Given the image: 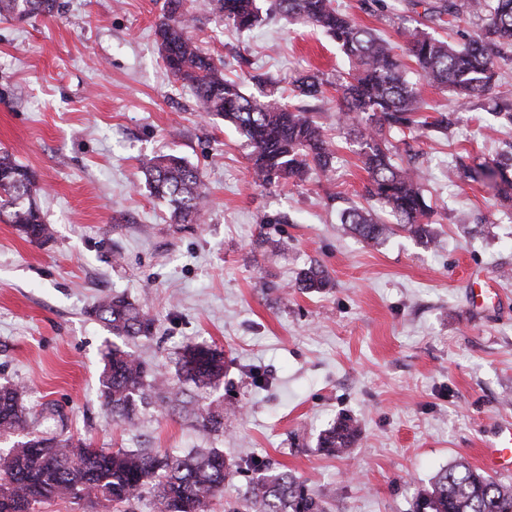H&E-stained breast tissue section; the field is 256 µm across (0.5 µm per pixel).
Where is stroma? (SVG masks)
I'll list each match as a JSON object with an SVG mask.
<instances>
[{"mask_svg":"<svg viewBox=\"0 0 512 512\" xmlns=\"http://www.w3.org/2000/svg\"><path fill=\"white\" fill-rule=\"evenodd\" d=\"M55 16L0 21V152L36 174L53 235L22 239L0 221V383L21 382L38 429L98 448H220L289 470L327 495L329 512H415L420 489L466 460L478 465L498 424L512 421V210L484 184L449 177L512 144V125L487 106L455 111L448 136L416 144L437 246L406 233L381 245L344 231L342 209L364 205L357 147L336 124V94L308 102L336 146L328 187L318 178L260 186L235 128L197 110L192 91L163 65L155 23L164 0H62ZM186 0L194 38L227 78L255 93L261 73L279 90L320 70L349 68L336 43L271 12L250 30ZM357 23L398 47L411 33L465 42L466 20L424 21L418 0H337ZM181 154L199 170L210 206L202 223L174 224L145 186L143 162ZM283 242L268 252L264 237ZM322 266L331 287L290 290ZM494 294L473 302L475 277ZM127 294L155 320L127 348L175 377L180 351L224 350L217 391L241 414L209 435L152 405L113 425L98 397L111 333L90 316ZM262 385H254V377ZM349 414L361 433L334 457L318 438Z\"/></svg>","mask_w":512,"mask_h":512,"instance_id":"obj_1","label":"stroma"}]
</instances>
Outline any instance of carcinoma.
I'll return each instance as SVG.
<instances>
[{
  "label": "carcinoma",
  "instance_id": "obj_1",
  "mask_svg": "<svg viewBox=\"0 0 512 512\" xmlns=\"http://www.w3.org/2000/svg\"><path fill=\"white\" fill-rule=\"evenodd\" d=\"M207 11L239 29L261 22L256 0H205ZM59 0H0V20L52 17ZM272 9L289 19L310 25L336 41L350 68L336 82L313 71L297 77L288 97L322 99L327 88L340 92L337 119L358 145L362 168L368 173L366 199L389 209L395 223L384 224L372 210L352 206L340 214V223L368 242H380L398 231L433 244L436 232L429 222L420 168L393 163L398 147L384 130L416 139L421 130H443L451 118L430 122L420 116L427 103L409 76L405 59L415 63L417 79L454 96L457 107L491 96V114L512 123V92L500 90L499 61L512 59V0H432L424 18L430 22L448 16L481 21L463 43L416 31L405 50L391 44L341 12L334 0H272ZM192 17L183 0H166L155 26L167 72L189 86L199 110L220 116L249 142V162L255 182L278 184L304 181L310 174L326 175L333 166L335 147L322 124L308 110L283 101L261 75L253 77L259 95H247L239 84L224 78V66L205 53L191 35ZM448 174L460 180L480 181L503 201L512 202V145L498 157L474 166L457 162ZM146 186L171 207L175 224H197L207 196L200 173L184 157L162 156L143 167ZM36 176L10 154H0V215L23 237L38 241L51 236L34 198ZM329 279L319 266L296 277L294 287L319 292ZM90 315L102 322L116 342L104 355L100 400L115 425L131 424L141 408L153 401L167 409H181L204 432H224V407L207 402L224 378V352L210 346L185 348L178 357L180 380L197 390V403L184 399L160 368L123 349L118 341L152 335L154 318L125 295L95 304ZM26 387L0 385V438L11 444L0 448V512H35L50 501L69 499L88 504L90 512H132V503L147 499L152 512H209L212 500L223 493L236 473L220 448L146 453L127 448H95L92 443L63 434L36 432L33 416L24 405ZM359 433L358 422L343 416L325 430L318 448L340 456ZM255 476L241 494L233 512H327L324 497L287 471H271L252 463ZM416 512H512V483L488 476L465 462L440 471L431 488L418 495Z\"/></svg>",
  "mask_w": 512,
  "mask_h": 512
}]
</instances>
